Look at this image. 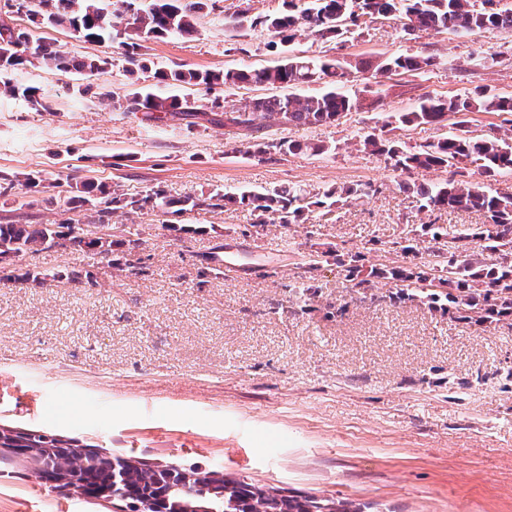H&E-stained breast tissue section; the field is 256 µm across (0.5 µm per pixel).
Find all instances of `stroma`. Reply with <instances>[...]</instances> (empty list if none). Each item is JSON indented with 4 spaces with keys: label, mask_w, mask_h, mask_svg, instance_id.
<instances>
[{
    "label": "stroma",
    "mask_w": 512,
    "mask_h": 512,
    "mask_svg": "<svg viewBox=\"0 0 512 512\" xmlns=\"http://www.w3.org/2000/svg\"><path fill=\"white\" fill-rule=\"evenodd\" d=\"M4 3L0 18L32 39L112 64L92 76L38 64L8 73L20 89H41L50 108L0 95V174L14 181L0 196V224L116 223L99 204L101 188L116 185L177 200L289 185L363 193L327 215L311 208L286 228L256 225L242 205L147 208L129 218L140 230L136 248L107 258L55 249L5 259L14 278L0 282V422L149 465L216 466L230 478L348 499L366 512H512V322L473 326L394 302V285L383 279L365 298L333 264L321 269L306 310L292 306L290 291L312 251L359 254L368 271L391 263L395 244H413L422 257L437 249L421 224L455 231L486 223L478 211L428 212L399 187L449 180L453 171L399 175L358 137L431 143L457 128L401 124L422 97L480 89L512 96V32L410 35L378 18L332 42L303 30L273 48L269 32L238 25L237 16L283 13L284 0H216L193 35L150 41L144 57L153 69H261L328 53L375 65L400 54L434 58L419 73L357 74L343 90L359 109L331 125L270 130L275 139L323 145V153L263 162L233 150L223 127L148 125L110 105L147 85L204 100L207 87L147 78L118 40L91 42L7 13ZM494 53L497 63L483 64ZM86 183L89 202L73 207V187ZM219 246L223 276L200 277L203 255ZM130 259L144 273L124 269ZM0 512L127 510L0 463Z\"/></svg>",
    "instance_id": "1"
}]
</instances>
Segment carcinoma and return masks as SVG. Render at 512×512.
I'll list each match as a JSON object with an SVG mask.
<instances>
[{"instance_id": "carcinoma-1", "label": "carcinoma", "mask_w": 512, "mask_h": 512, "mask_svg": "<svg viewBox=\"0 0 512 512\" xmlns=\"http://www.w3.org/2000/svg\"><path fill=\"white\" fill-rule=\"evenodd\" d=\"M132 14L133 36L121 42L128 62L134 64L141 56L145 43L170 35H191L196 32L197 19L215 7V0H123ZM362 15L393 19L403 31H451L470 35L476 31L504 30L512 32V4L503 0H481V8L470 0H309L308 6L296 10L290 4L286 14L265 16L251 21L261 25L280 42L291 41L299 25L320 37L339 38L357 25ZM27 16L43 24H66L82 31L85 39L101 42L122 35L118 30L122 14L109 9V0H30ZM57 69H74L93 75L105 70L111 61L100 56L67 60L46 42L31 44L24 29L0 23V67L17 68L34 62ZM433 65L429 57L398 55L390 57L380 67L382 71H417ZM364 62L342 64L330 55L317 58L295 57L274 68L237 69L223 73L177 67L153 73L160 82L173 81L180 85H222L226 88L240 84L308 85L325 78L333 88L317 94L263 96L252 98L244 106L228 111L224 99L214 97L203 103L188 96L161 97L141 90L118 99L112 107L127 114H142L149 123L183 121L188 125L204 120L227 129L231 139L244 138L261 161L274 160L273 154L319 152L322 147L285 138L269 140L268 129L333 124L342 114L351 111L354 100L334 89L353 73H364ZM473 112H495L506 115L512 123V97L489 95L475 91L469 95L448 98L428 96L412 112L399 116L404 125H421L454 121L461 133L451 134L436 142L417 148H406L395 141L380 139L374 134L362 135L364 148L385 154L393 168L402 173L413 169H446L463 161L477 165L481 173L494 176L512 170V142L495 136H471L463 130L466 121L460 115ZM424 201L430 212L443 209L475 210L487 215L490 223L470 232L448 234V229L430 222L420 225L421 231L432 239L450 237V252L437 250L431 259L421 264L379 268L362 276L360 256L338 254L333 249L318 251L308 257L304 272L312 275L330 262L344 268L346 280L363 291L372 288L371 278L391 279L399 283L392 298L399 301H418L432 310L473 325H483L495 318L512 317V192H491L478 182L466 179L416 185L399 183ZM360 194V189L343 186L331 188L316 200L308 199L300 188L284 187L263 191H246L239 195L225 193L224 203H240L250 207L258 224L288 226L304 218L312 206L335 205ZM214 196L173 200L159 189L143 194L128 195L113 189L106 192L103 204L113 214L128 215L149 207L162 212L180 206V210L200 208ZM105 224H0V260L32 251L49 250L55 239L65 241V248L87 255L108 256L112 248L133 243L134 225L122 229V238L112 239L103 232ZM446 303H439L440 297ZM1 448L11 449V456L23 462L36 459V474L42 480L66 467H75L76 489L89 499L109 500L116 496L125 501L129 512H175L174 504L184 501L204 512H360L351 503L333 499H318L300 495H284L274 488H263L243 480L224 477L219 471L191 465L182 468L190 476L188 491L174 488L168 479V467H151L141 461L110 459L98 453L78 451L79 441L65 440L43 429L21 431L0 441Z\"/></svg>"}]
</instances>
